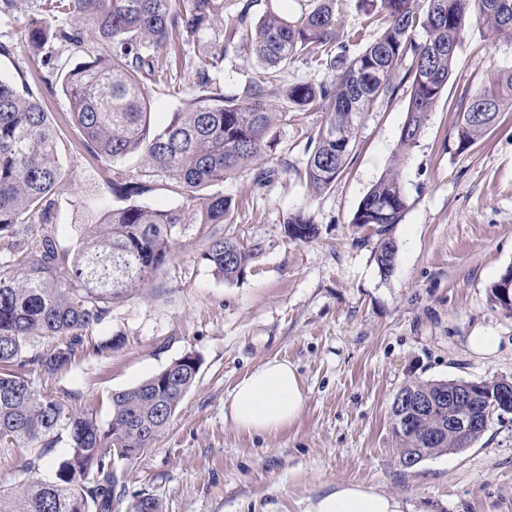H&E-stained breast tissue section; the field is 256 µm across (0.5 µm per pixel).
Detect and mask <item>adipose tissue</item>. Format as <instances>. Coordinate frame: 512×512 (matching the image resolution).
I'll use <instances>...</instances> for the list:
<instances>
[{
	"mask_svg": "<svg viewBox=\"0 0 512 512\" xmlns=\"http://www.w3.org/2000/svg\"><path fill=\"white\" fill-rule=\"evenodd\" d=\"M305 394L296 369L288 362L269 360L256 367L231 391L225 407L236 428L270 433L296 419ZM401 499L361 484H340L310 499L306 512H404Z\"/></svg>",
	"mask_w": 512,
	"mask_h": 512,
	"instance_id": "obj_1",
	"label": "adipose tissue"
}]
</instances>
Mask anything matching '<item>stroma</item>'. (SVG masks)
I'll return each mask as SVG.
<instances>
[{"instance_id": "stroma-1", "label": "stroma", "mask_w": 512, "mask_h": 512, "mask_svg": "<svg viewBox=\"0 0 512 512\" xmlns=\"http://www.w3.org/2000/svg\"><path fill=\"white\" fill-rule=\"evenodd\" d=\"M41 0H14L0 13V77L26 83L61 134L65 185L51 229L74 250L89 212L111 207L106 182L114 165L95 160L69 122L60 86L44 82L24 32ZM224 26L174 36L168 63L182 67L179 84L146 85L158 123L193 93L199 57L219 53ZM512 70V40L471 26L455 70L430 112L416 147L401 166L408 208L392 225L397 245L391 276L373 258L374 227L353 215L389 166L405 122L408 87L378 100L355 131L348 164L335 187L310 196L297 175L307 160L305 131L321 113L301 114L281 128L269 152L277 180L254 182L244 172L213 185L232 198L234 223L225 233L260 244L262 254L239 280L215 278L200 258L201 243L179 249L154 277L148 294L113 305L91 343L70 364L47 374L29 371L33 385L107 420L106 400L134 387L187 353L199 356L194 386L166 432L127 466L114 512H133L144 496L163 512H305L309 498L343 482H362L400 496L406 512H512V422L492 424L472 447L426 460L397 463L390 411L409 380L512 377V317L493 308L488 289L512 266V112L465 152H457V116L486 85L489 72ZM308 207L317 238L293 243L284 233L289 212ZM483 329L499 336L496 355L472 354L467 338ZM122 344L111 355L93 345ZM268 359L292 364L306 402L282 429L250 434L224 417L235 384Z\"/></svg>"}]
</instances>
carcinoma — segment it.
<instances>
[{
    "instance_id": "obj_1",
    "label": "carcinoma",
    "mask_w": 512,
    "mask_h": 512,
    "mask_svg": "<svg viewBox=\"0 0 512 512\" xmlns=\"http://www.w3.org/2000/svg\"><path fill=\"white\" fill-rule=\"evenodd\" d=\"M338 0H307L290 20L267 13L253 21L254 0H237L233 26L224 37L223 54L248 55L255 67L238 96L224 94L211 77L214 63L195 65L199 94L154 126V107L143 92L147 81L176 80L174 68L157 66L176 31L194 35L224 18V0H45L44 13L31 19L25 42L42 65L58 68L50 51L58 42L83 47L84 25L95 45L89 60L64 72L61 88L71 104L70 121L93 156L112 162L138 160L134 172L112 173L109 189L118 205L101 211L85 225L73 253L58 250L43 236L36 251H25L18 226L33 217L51 222L53 196L63 187L59 141L39 98L0 78V452L24 457V477L0 487V512H112L125 489L132 462L153 447L166 430L186 393L194 386L199 359L193 353L108 398L109 417L77 410L41 392L21 373L26 364L55 372L65 367L88 331L100 325L112 305L143 292L151 277L190 243L202 241L201 253L212 274L225 281L244 277L262 247L224 234L235 205L207 188L241 172L254 182H272L279 170L269 165L267 148L280 127L299 121L300 113L323 114L306 142L308 158L298 172L310 195L335 186L351 152L361 116L380 98L394 96L410 82L406 121L391 164L359 203L352 223L376 225L374 258L383 276L392 274L397 247L390 226L401 221L408 202L399 168L417 145L429 112L453 73L457 48L466 27L477 22L512 39V0H382L384 18L371 11L361 28H342ZM75 20L69 31L56 30L48 15ZM424 39L415 38L417 29ZM411 65L405 74V59ZM334 74L330 83L284 79L297 60ZM512 104V73H499L459 113L456 150L477 144L496 125L501 108ZM160 189L181 198L177 205L154 207L144 199ZM291 241L308 242L318 234L304 207L284 219ZM489 303L512 316V298L501 282L489 288ZM61 337L46 355L25 359L31 338ZM512 380L408 381L400 395L423 397L433 406L412 415V427L400 426L391 409L398 462L413 468L424 460L471 447L499 420L494 401ZM475 392L467 405L453 396ZM488 419L465 435L460 423ZM69 445L51 481L35 476L60 441Z\"/></svg>"
}]
</instances>
